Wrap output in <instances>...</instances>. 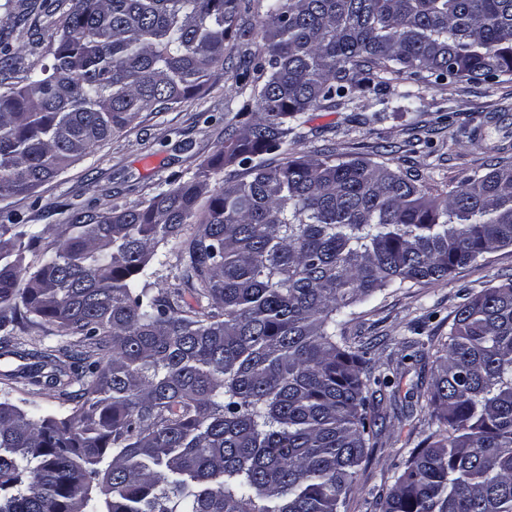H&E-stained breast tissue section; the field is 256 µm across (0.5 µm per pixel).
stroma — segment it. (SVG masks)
I'll use <instances>...</instances> for the list:
<instances>
[{
  "label": "stroma",
  "instance_id": "stroma-1",
  "mask_svg": "<svg viewBox=\"0 0 512 512\" xmlns=\"http://www.w3.org/2000/svg\"><path fill=\"white\" fill-rule=\"evenodd\" d=\"M268 2L250 0L238 20L239 34L227 44L223 66L213 71L202 95L143 113L35 192L1 201L0 224L13 215L35 225L41 231L37 250H49L70 215L122 210L189 179L213 156L225 133L241 128L256 110L250 89L266 52L262 23ZM68 7V0H0V50L16 55L15 63L0 66V92L23 85L29 70L54 51ZM392 87L413 92L409 109L383 110L371 95L323 102L303 114L287 147L270 155V162L330 154L359 158L385 164L437 194L491 171L501 158L512 159V76L435 88L403 76ZM511 280L512 247L500 248L456 269L447 280L386 289L346 315L349 342L368 347L374 375L389 379L372 397L376 445L361 466L348 512H374L397 467L428 435L426 390L457 306L466 296ZM61 342L52 326L15 332L14 353L0 356V397L68 414L71 405L59 390L12 376L22 363L21 351Z\"/></svg>",
  "mask_w": 512,
  "mask_h": 512
}]
</instances>
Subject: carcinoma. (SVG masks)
<instances>
[{
    "label": "carcinoma",
    "mask_w": 512,
    "mask_h": 512,
    "mask_svg": "<svg viewBox=\"0 0 512 512\" xmlns=\"http://www.w3.org/2000/svg\"><path fill=\"white\" fill-rule=\"evenodd\" d=\"M240 9L72 0L51 60L0 92V200L200 94ZM264 36L256 116L192 178L73 216L31 263L40 232L0 224V345L56 326L64 344L17 376L81 386L62 418L0 399V512H346L374 438L369 386L389 380L348 343L344 310L512 246V162L432 196L368 160L255 158L388 74L512 76V0H273ZM236 164L250 179L208 193ZM169 243L177 283L160 288ZM428 403L436 428L378 512H512V280L458 307Z\"/></svg>",
    "instance_id": "cac0c4a2"
}]
</instances>
